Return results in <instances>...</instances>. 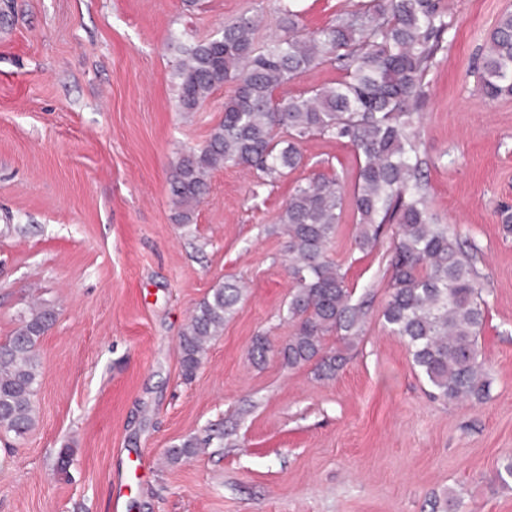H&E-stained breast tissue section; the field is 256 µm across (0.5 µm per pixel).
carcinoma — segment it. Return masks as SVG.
I'll return each mask as SVG.
<instances>
[{
    "label": "carcinoma",
    "mask_w": 512,
    "mask_h": 512,
    "mask_svg": "<svg viewBox=\"0 0 512 512\" xmlns=\"http://www.w3.org/2000/svg\"><path fill=\"white\" fill-rule=\"evenodd\" d=\"M256 27L254 17L243 15L221 35L179 48L174 77L180 111H196L224 84L232 91L224 100V119L204 145L184 150L173 167L175 222L193 223L213 170L243 167L276 179L301 164L300 144L312 136L350 145L359 158L352 191L356 246L373 250L385 227L395 228L382 310L389 332L405 342L431 398L485 400L491 377L478 346L485 323L478 248L429 215L416 128L427 77L448 47L442 0H366L307 33L298 12L288 9L278 17L279 34L263 47L255 43ZM324 65L341 71L343 79L277 96L290 81ZM478 71L483 97L512 96V12L499 19ZM343 209L339 178L319 176L294 189L280 216L294 292L287 307L293 332L279 354L290 369L314 365L320 380L335 377L346 364L368 311V299L353 301L346 273L327 255ZM242 296L238 282L226 280L195 308L178 342L185 376L198 370L207 345L224 330ZM54 320L53 310L34 309L0 344V431L21 436L35 425L38 344ZM202 447H224V423L182 438L166 457L176 464Z\"/></svg>",
    "instance_id": "carcinoma-1"
}]
</instances>
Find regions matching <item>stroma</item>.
I'll return each mask as SVG.
<instances>
[{
	"instance_id": "35a3bbf8",
	"label": "stroma",
	"mask_w": 512,
	"mask_h": 512,
	"mask_svg": "<svg viewBox=\"0 0 512 512\" xmlns=\"http://www.w3.org/2000/svg\"><path fill=\"white\" fill-rule=\"evenodd\" d=\"M360 0H0V343L33 303L56 320L38 345L37 421L0 433V512H512L496 471L512 454V98L476 91L474 66L512 0H446L448 47L420 109L430 210L480 248L493 378L480 404H443L381 317L385 247L354 244L345 208L328 254L355 297H373L363 338L330 380L276 354L292 332L288 238L294 188L359 160L322 136L270 182L215 170L195 221H173L169 178L202 146L230 86L177 108L178 48L258 16V43L285 9L310 32ZM247 294L184 379L178 339L211 288ZM272 350L254 363V337ZM223 423L224 445L170 464L180 439ZM71 446L67 468L59 453Z\"/></svg>"
}]
</instances>
